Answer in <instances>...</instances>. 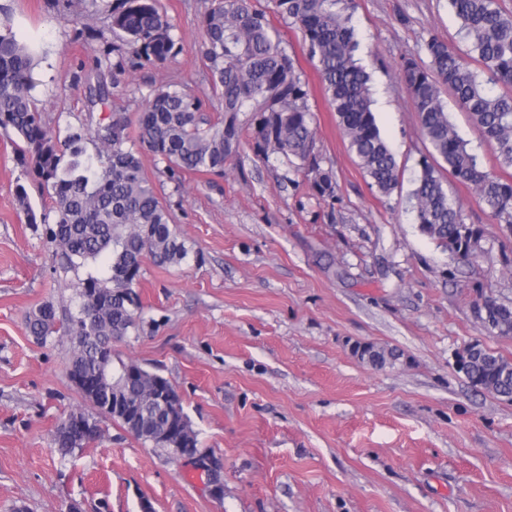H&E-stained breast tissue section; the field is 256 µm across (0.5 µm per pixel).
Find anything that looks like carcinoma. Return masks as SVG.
Segmentation results:
<instances>
[{
  "instance_id": "1",
  "label": "carcinoma",
  "mask_w": 512,
  "mask_h": 512,
  "mask_svg": "<svg viewBox=\"0 0 512 512\" xmlns=\"http://www.w3.org/2000/svg\"><path fill=\"white\" fill-rule=\"evenodd\" d=\"M276 12L302 34L315 62L327 101L333 107L347 147L370 188L391 194L399 184L394 153L382 137L372 110L369 76L355 58L357 41L350 25L353 0H273ZM461 23L468 50L460 53L435 36L424 42L429 62L401 61L398 77L418 116L420 133L434 162H423L415 178L411 208L420 233L452 259L475 254L484 225L468 224L463 204L450 197L442 172L478 191L479 202L501 229L512 234V178L504 180L482 166L452 123L442 91L484 135L499 165L512 168V10L500 0H448ZM112 32L122 37L125 53L149 63H162L175 51L174 26L157 0H112L108 9ZM200 54L209 71L212 92L224 99V119L203 116L204 99L172 86L158 89L134 118L113 114L95 132L100 144L96 160L86 156L83 136L75 133L59 145L33 95L36 81L32 54L13 30L9 13L0 11V129L12 133L17 164L39 194L51 201L53 226L48 242L67 267L104 259L98 275L88 274L76 288L80 309L58 312L44 303L25 317L29 336L38 343L51 336L74 341L69 376L92 405L112 395L133 361L112 359V337L138 330L135 286L143 263L158 266L187 258L189 248L170 224V216L141 160L144 151L172 171L224 173L238 154L243 131L255 155L265 161L284 158L310 175L314 195L335 197L333 172L322 166L316 148L309 85L295 58L272 35L265 11L251 0H211L203 17ZM250 114L248 126L239 115ZM135 125L136 136L128 128ZM26 221L37 217L27 188L17 187ZM485 330L512 334V305L488 306ZM464 377L475 389L512 400V362L482 343L466 345L458 354ZM168 379L140 369L124 384L127 404L95 417L82 411L69 416L74 424L57 429L55 443L64 455L101 439V419L119 422L136 439L182 458L180 449L196 448L194 430L182 401L165 414L154 412L157 394Z\"/></svg>"
}]
</instances>
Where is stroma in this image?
Instances as JSON below:
<instances>
[{
    "label": "stroma",
    "mask_w": 512,
    "mask_h": 512,
    "mask_svg": "<svg viewBox=\"0 0 512 512\" xmlns=\"http://www.w3.org/2000/svg\"><path fill=\"white\" fill-rule=\"evenodd\" d=\"M88 0H0L35 54V97L59 137L92 136L113 114L134 116L177 83L211 98L199 52L210 0H160L176 51L154 65L118 57L106 12ZM309 82L317 149L335 197L313 196L286 160L242 143L223 174L179 173L143 153V167L190 249L180 263L145 262L136 335L113 354L170 379L202 451L222 457L221 495L204 474L105 421L101 440L64 456L59 419L85 402L67 376L73 345L38 344L24 318L50 302L76 306L85 269H63L45 228L27 223L24 176L0 130V512H512V401L473 389L455 366L478 340L512 360V335L487 334L479 298L512 304V237L474 187L450 182L467 223L485 225L482 254L459 265L412 221L414 179L426 155L398 79L438 36L465 43L448 0H355L353 21L371 76L374 115L399 184L380 195L347 148L301 33L257 0ZM104 83L105 102L88 89ZM395 350L376 367L353 347Z\"/></svg>",
    "instance_id": "stroma-1"
}]
</instances>
